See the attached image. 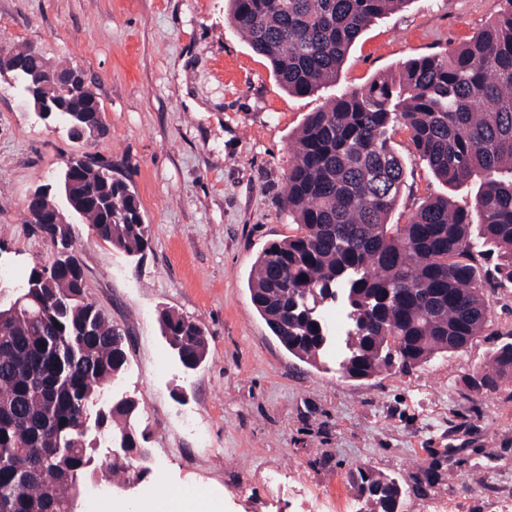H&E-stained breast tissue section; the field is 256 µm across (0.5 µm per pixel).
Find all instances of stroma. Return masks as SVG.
Masks as SVG:
<instances>
[{
	"label": "stroma",
	"instance_id": "stroma-1",
	"mask_svg": "<svg viewBox=\"0 0 512 512\" xmlns=\"http://www.w3.org/2000/svg\"><path fill=\"white\" fill-rule=\"evenodd\" d=\"M502 7L407 0L367 28L334 86L294 96L230 26L225 0H0V47L32 45L80 66L104 107L103 134L77 143L0 76V286L49 261L27 198L70 157L111 161L150 226L139 259L75 227L86 293L126 336L114 391L137 401L154 456L133 488L109 477L84 487L80 512H100L105 487L132 506L174 486L206 490L221 512H353L357 466L402 481L398 512H433L441 501L496 512L512 493V378L478 394L464 384L512 334L511 284L486 289L491 320L465 350L362 381L339 377L335 355L312 365L288 353L248 290L262 251L297 232L283 197L305 116L468 41ZM393 141L405 175L390 223H408L434 195L470 204L469 188L439 182L406 131ZM165 309L204 331L208 354L194 373L183 374L161 334ZM181 413L207 429L206 444L181 432Z\"/></svg>",
	"mask_w": 512,
	"mask_h": 512
}]
</instances>
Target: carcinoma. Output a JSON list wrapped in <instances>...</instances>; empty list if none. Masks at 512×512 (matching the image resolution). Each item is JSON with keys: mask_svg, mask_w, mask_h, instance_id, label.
<instances>
[{"mask_svg": "<svg viewBox=\"0 0 512 512\" xmlns=\"http://www.w3.org/2000/svg\"><path fill=\"white\" fill-rule=\"evenodd\" d=\"M407 2L227 0V12L280 88L308 96L336 83L371 22ZM504 2L466 44L408 61L307 114L283 197L299 233L265 248L248 280L256 311L298 359L315 363L336 342L319 326L338 300L349 326L353 313L362 323L346 335L338 364L349 379L420 367L485 331L491 310L481 260L496 255V280L512 284V0ZM47 94L73 112L103 111L86 82L79 91L52 83ZM399 128L444 184H477L472 204L431 197L409 223H388L404 181L392 145ZM73 190L106 201L85 217L97 238L133 257L149 248L137 195L112 178V162L88 156ZM37 299L39 318L0 317V512H44L47 504L70 512L76 492L99 476L94 435L80 440L73 431L84 415L133 452L149 449L132 423L136 401L106 398L128 365L123 331L89 301L76 272L44 271ZM159 324L186 357H207L193 321L164 310ZM490 361L465 378L470 392L512 378V341ZM350 477L368 512H398L399 480L360 466Z\"/></svg>", "mask_w": 512, "mask_h": 512, "instance_id": "carcinoma-1", "label": "carcinoma"}]
</instances>
